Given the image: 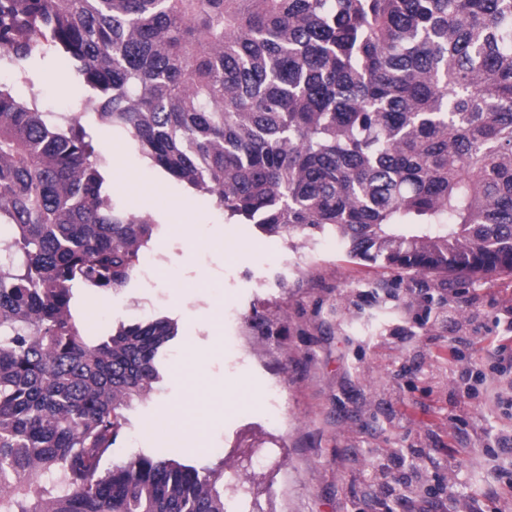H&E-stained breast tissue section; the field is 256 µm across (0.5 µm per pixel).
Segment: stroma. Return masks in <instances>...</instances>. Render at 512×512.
<instances>
[{
	"label": "stroma",
	"instance_id": "stroma-1",
	"mask_svg": "<svg viewBox=\"0 0 512 512\" xmlns=\"http://www.w3.org/2000/svg\"><path fill=\"white\" fill-rule=\"evenodd\" d=\"M0 76L93 126L117 207L156 224L151 278L77 292L90 335L158 317L178 330L113 461L223 467L226 512H421L439 493L442 512H512L511 272L438 288L350 259L332 235L284 242L96 125L63 59ZM255 309L286 335H264Z\"/></svg>",
	"mask_w": 512,
	"mask_h": 512
}]
</instances>
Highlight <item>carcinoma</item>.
<instances>
[{
	"instance_id": "1",
	"label": "carcinoma",
	"mask_w": 512,
	"mask_h": 512,
	"mask_svg": "<svg viewBox=\"0 0 512 512\" xmlns=\"http://www.w3.org/2000/svg\"><path fill=\"white\" fill-rule=\"evenodd\" d=\"M53 53L95 115L217 208L416 275L512 272V0H0V64ZM0 512H224L223 467L104 462L167 317L92 337L155 224L80 117L0 83Z\"/></svg>"
}]
</instances>
